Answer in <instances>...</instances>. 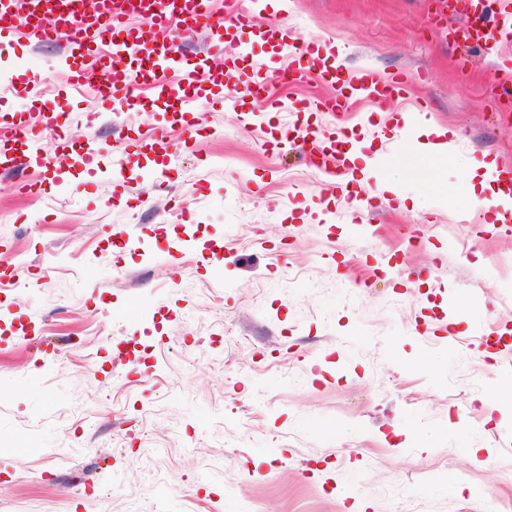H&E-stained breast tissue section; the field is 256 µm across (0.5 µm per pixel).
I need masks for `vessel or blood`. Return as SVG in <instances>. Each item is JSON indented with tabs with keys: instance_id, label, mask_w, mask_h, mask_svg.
Segmentation results:
<instances>
[{
	"instance_id": "vessel-or-blood-1",
	"label": "vessel or blood",
	"mask_w": 512,
	"mask_h": 512,
	"mask_svg": "<svg viewBox=\"0 0 512 512\" xmlns=\"http://www.w3.org/2000/svg\"><path fill=\"white\" fill-rule=\"evenodd\" d=\"M482 9L479 23H466L455 33L456 41L477 44L484 50L495 49L497 44L512 38V0H479ZM43 0H30L31 8L25 17L15 12V0H0V22L9 29L26 28L43 40L65 39L70 48L79 51V60L63 58L62 67L72 73L77 85L95 88L106 109L127 101L143 84H151L161 94L178 102L179 109L198 99L195 90L181 91L171 87L168 73L180 70L183 56L170 35V21L175 16H192L196 27L210 29L215 49L225 43L235 46L233 57L224 61L220 79L235 90L231 98L233 107L242 102L262 101L267 111H279L282 103L272 94V77L253 69L254 49L259 43H275L280 31L261 23L256 11H245L240 0H224V13L215 16L208 12L205 0H107L103 13L95 19L61 12L47 13ZM290 81L316 76L322 83L336 85L337 96L321 100L317 110L344 112L355 103L369 100L374 103L402 98L403 88L409 81L407 74L390 77L364 68L354 72L332 67L325 59L321 44L316 41L290 46L288 52ZM137 59L147 66L146 74L130 72L125 62ZM15 155L10 168L26 167L25 149L38 137L32 127L18 123L14 126ZM335 150L317 146L312 134L299 129H283L281 140L298 144L306 160L326 173L346 172L341 161L343 151L359 147L357 138L345 128H337Z\"/></svg>"
}]
</instances>
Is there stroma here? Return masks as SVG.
<instances>
[{
    "label": "stroma",
    "mask_w": 512,
    "mask_h": 512,
    "mask_svg": "<svg viewBox=\"0 0 512 512\" xmlns=\"http://www.w3.org/2000/svg\"><path fill=\"white\" fill-rule=\"evenodd\" d=\"M261 20L415 75L423 114L295 116L336 90L279 82L285 111L248 128L216 87L192 137L156 92L106 111L65 42L10 33L0 71L23 56L31 95L8 103L43 134L35 193L0 174V277L22 284L0 292V512H472L491 481L512 505V227L460 216L468 171L512 169V41L455 43L464 6L441 0H270ZM179 47L199 81L224 61L206 29ZM295 117L368 131L373 216L278 142ZM430 123L456 144L427 153Z\"/></svg>",
    "instance_id": "1"
}]
</instances>
